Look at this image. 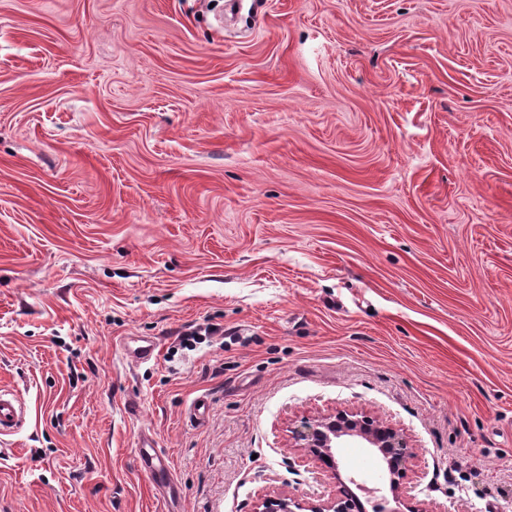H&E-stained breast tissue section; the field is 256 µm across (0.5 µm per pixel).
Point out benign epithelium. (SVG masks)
I'll return each instance as SVG.
<instances>
[{"label": "benign epithelium", "mask_w": 512, "mask_h": 512, "mask_svg": "<svg viewBox=\"0 0 512 512\" xmlns=\"http://www.w3.org/2000/svg\"><path fill=\"white\" fill-rule=\"evenodd\" d=\"M294 440L297 447L305 449L330 470L336 479V494L327 500L265 494L256 502L254 512H359V497L343 482L335 459L336 449L348 441H356L378 452L386 468L393 500L407 512H417V506L404 498L400 482L414 459V451L404 436L389 424L366 413L339 410L295 431Z\"/></svg>", "instance_id": "obj_1"}]
</instances>
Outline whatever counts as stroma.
Returning <instances> with one entry per match:
<instances>
[{
    "label": "stroma",
    "mask_w": 512,
    "mask_h": 512,
    "mask_svg": "<svg viewBox=\"0 0 512 512\" xmlns=\"http://www.w3.org/2000/svg\"><path fill=\"white\" fill-rule=\"evenodd\" d=\"M0 389V512L328 497L343 409L512 512V0H0ZM23 420L24 410L20 402L0 390V435L15 433ZM140 463L157 485H171L172 473L168 458L154 447L151 438H143L140 450Z\"/></svg>",
    "instance_id": "1"
}]
</instances>
